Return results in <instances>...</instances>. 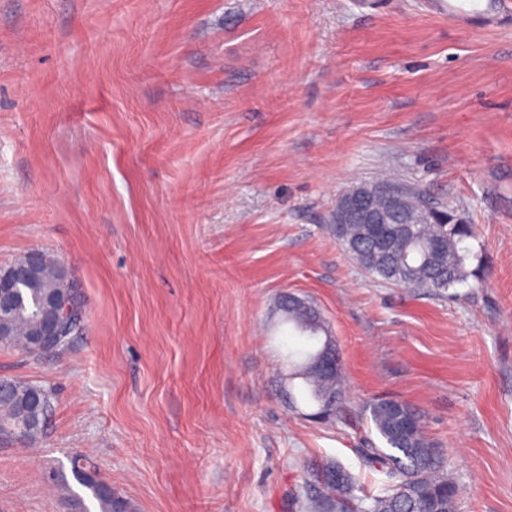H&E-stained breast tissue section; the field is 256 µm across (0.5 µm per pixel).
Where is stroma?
Masks as SVG:
<instances>
[{
    "instance_id": "35a3bbf8",
    "label": "stroma",
    "mask_w": 512,
    "mask_h": 512,
    "mask_svg": "<svg viewBox=\"0 0 512 512\" xmlns=\"http://www.w3.org/2000/svg\"><path fill=\"white\" fill-rule=\"evenodd\" d=\"M0 0V268L40 251L83 302L60 353L0 345L46 388L0 426V512H72L95 465L134 512H299L305 467L379 491L369 404L423 416L463 487L512 512V0ZM418 185L474 228L465 284L398 288L330 229L339 193ZM339 347L336 419L291 406L282 293ZM483 0H448V17L462 20L472 14H486Z\"/></svg>"
}]
</instances>
